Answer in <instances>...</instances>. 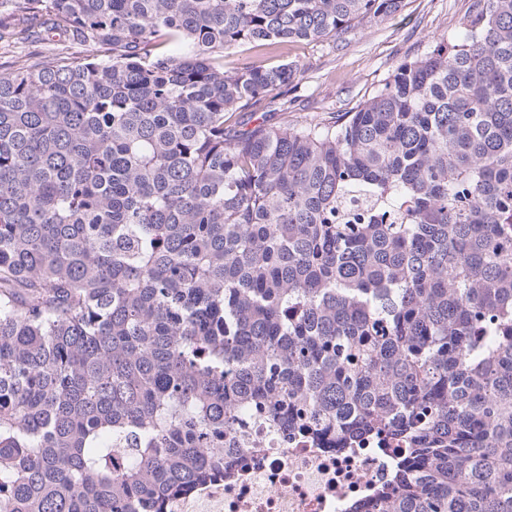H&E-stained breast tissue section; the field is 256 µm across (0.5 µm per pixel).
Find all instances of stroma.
<instances>
[{
    "instance_id": "35a3bbf8",
    "label": "stroma",
    "mask_w": 512,
    "mask_h": 512,
    "mask_svg": "<svg viewBox=\"0 0 512 512\" xmlns=\"http://www.w3.org/2000/svg\"><path fill=\"white\" fill-rule=\"evenodd\" d=\"M472 0H406L402 13L386 21L362 22L324 42H300L275 54L245 51L226 58L237 62L263 61L268 65L293 62L297 81L288 88V111L266 113L268 122L288 120L308 126L329 120L333 113L355 105L365 91L377 87L399 64L430 49L434 37L455 27ZM57 38L25 42L11 35L0 37V75L11 71L16 59L33 55L53 57Z\"/></svg>"
}]
</instances>
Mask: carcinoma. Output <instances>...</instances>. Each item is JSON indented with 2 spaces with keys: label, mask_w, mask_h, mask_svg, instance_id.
Returning a JSON list of instances; mask_svg holds the SVG:
<instances>
[{
  "label": "carcinoma",
  "mask_w": 512,
  "mask_h": 512,
  "mask_svg": "<svg viewBox=\"0 0 512 512\" xmlns=\"http://www.w3.org/2000/svg\"><path fill=\"white\" fill-rule=\"evenodd\" d=\"M405 0H0V512H168L224 438L386 435L381 512H512V0L330 121L229 123ZM61 45L58 37H46L36 42H25L12 37L5 31L0 42V75L11 71L16 59L29 55L38 58H51L58 53Z\"/></svg>",
  "instance_id": "carcinoma-1"
}]
</instances>
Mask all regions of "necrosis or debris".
Instances as JSON below:
<instances>
[{
  "mask_svg": "<svg viewBox=\"0 0 512 512\" xmlns=\"http://www.w3.org/2000/svg\"><path fill=\"white\" fill-rule=\"evenodd\" d=\"M395 439L337 447L334 439H279L260 423L221 481L177 497L170 512H377L380 494L406 456Z\"/></svg>",
  "mask_w": 512,
  "mask_h": 512,
  "instance_id": "obj_1",
  "label": "necrosis or debris"
}]
</instances>
